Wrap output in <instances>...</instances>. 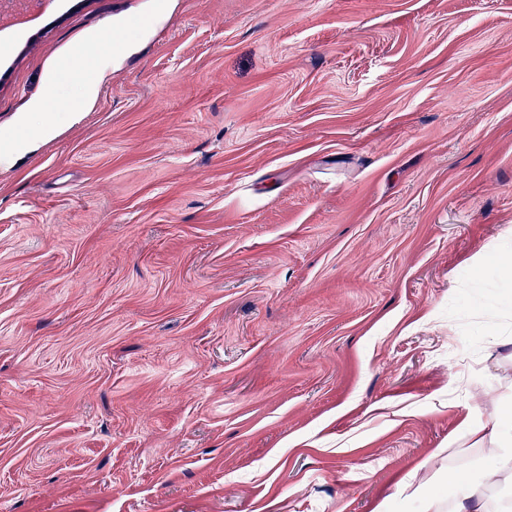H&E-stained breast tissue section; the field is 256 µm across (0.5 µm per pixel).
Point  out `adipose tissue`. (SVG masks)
Segmentation results:
<instances>
[{
    "instance_id": "obj_1",
    "label": "adipose tissue",
    "mask_w": 512,
    "mask_h": 512,
    "mask_svg": "<svg viewBox=\"0 0 512 512\" xmlns=\"http://www.w3.org/2000/svg\"><path fill=\"white\" fill-rule=\"evenodd\" d=\"M111 42L106 34H98L87 44L67 55L62 66L67 72L73 94H51L49 102H39L35 111L46 118L38 132L50 134L53 130L52 115L56 112L78 117L95 100L100 85L112 74L111 66L89 72L88 56L94 53L110 54ZM471 391L475 397H493L501 404L494 415L482 417L466 415L457 436L449 438L444 452L448 458V494L427 491L424 484L406 483L405 501L424 498L425 512H512V499L492 495V488L512 486V381L504 380L494 385L477 383ZM469 448L487 449L492 465L482 481H474L468 466L457 459Z\"/></svg>"
}]
</instances>
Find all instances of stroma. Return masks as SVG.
Returning <instances> with one entry per match:
<instances>
[{"instance_id": "35a3bbf8", "label": "stroma", "mask_w": 512, "mask_h": 512, "mask_svg": "<svg viewBox=\"0 0 512 512\" xmlns=\"http://www.w3.org/2000/svg\"><path fill=\"white\" fill-rule=\"evenodd\" d=\"M0 512H400L512 366V0H56L0 133ZM105 54L109 64L97 69L96 74L89 72L86 64L91 54ZM66 70L68 81L75 92L70 95L57 94L55 89L50 91L51 106L47 102H38L34 112H45L46 118L36 130L41 135H49L53 130V112H67L73 118L85 112L95 100L100 85L112 75L111 42L106 33H99L81 48L67 55L62 63Z\"/></svg>"}]
</instances>
